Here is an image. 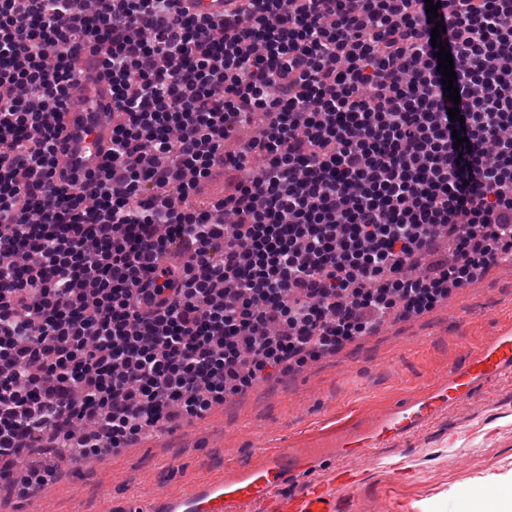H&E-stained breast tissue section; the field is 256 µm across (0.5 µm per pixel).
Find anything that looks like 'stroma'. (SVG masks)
I'll use <instances>...</instances> for the list:
<instances>
[{
    "mask_svg": "<svg viewBox=\"0 0 512 512\" xmlns=\"http://www.w3.org/2000/svg\"><path fill=\"white\" fill-rule=\"evenodd\" d=\"M504 329H512V263L499 262L433 310L385 321L175 433L68 468L25 500L2 497L0 512H149L195 481L258 463L261 440L302 450L317 445L319 425L339 416L353 429L366 428L378 410L439 383ZM375 454L373 462L326 455V466L364 472L356 489L337 495V512H462L465 497L493 491L498 476L512 473V377Z\"/></svg>",
    "mask_w": 512,
    "mask_h": 512,
    "instance_id": "obj_1",
    "label": "stroma"
}]
</instances>
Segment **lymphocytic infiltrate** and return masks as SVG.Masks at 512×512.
Here are the masks:
<instances>
[{"label": "lymphocytic infiltrate", "mask_w": 512, "mask_h": 512, "mask_svg": "<svg viewBox=\"0 0 512 512\" xmlns=\"http://www.w3.org/2000/svg\"><path fill=\"white\" fill-rule=\"evenodd\" d=\"M439 2L435 37L425 0H0V490L54 477L33 449L176 429L512 258V0ZM82 50L112 147L59 185Z\"/></svg>", "instance_id": "obj_1"}]
</instances>
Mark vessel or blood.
<instances>
[{"mask_svg": "<svg viewBox=\"0 0 512 512\" xmlns=\"http://www.w3.org/2000/svg\"><path fill=\"white\" fill-rule=\"evenodd\" d=\"M80 69L62 114V140L67 156L90 174L104 162L112 144V90L100 77L99 62L91 53H81ZM503 376H512V330L491 336L462 366L450 370L446 380L391 408L371 430L342 438L333 428L323 437L339 442L346 455L406 440L435 416L474 399L484 384ZM308 469L287 449L269 448L260 466L167 496L158 512H335L337 491L355 488L361 481L358 471L344 466L318 479L305 478Z\"/></svg>", "mask_w": 512, "mask_h": 512, "instance_id": "b4317fda", "label": "vessel or blood"}]
</instances>
